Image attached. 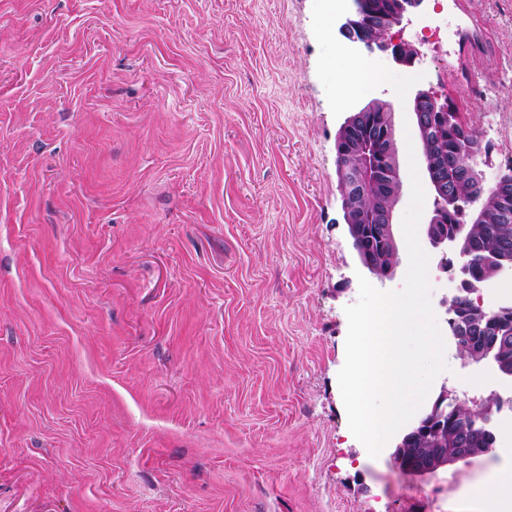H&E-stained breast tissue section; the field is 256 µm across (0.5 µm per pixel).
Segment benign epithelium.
I'll use <instances>...</instances> for the list:
<instances>
[{
    "mask_svg": "<svg viewBox=\"0 0 512 512\" xmlns=\"http://www.w3.org/2000/svg\"><path fill=\"white\" fill-rule=\"evenodd\" d=\"M342 10L336 18V32L347 41V47L372 53L388 52L393 62L402 67L414 65L418 50L410 44H393L385 35L403 18L423 10L427 0H386L376 4L373 0H342ZM410 121L416 131L425 154L426 172L433 193L438 199L460 207L464 218L449 231L446 211L435 209L423 225V237L432 250L450 251L460 258L455 283L450 294L442 300L448 318V341L458 351L468 354L466 363L489 365L503 375L512 378V368L507 370L500 362L501 356L494 347H475L470 342V330L480 327L492 318L512 312V305L494 304L486 307L478 304L468 307L470 295L479 287L487 288L493 278L486 277L477 285L472 275V265L466 250L473 224H483L490 219L506 223L512 219V167L488 185L483 173L474 162L487 155L489 146L483 137L456 120L448 103H441L431 93L418 89L408 108ZM398 135V115L395 105L389 101L374 99L349 110L336 133V176L343 199L344 220L353 249L358 259V272L378 280L393 274L396 263H386L384 258L368 250L360 224L361 202L366 194L391 202L374 212V233L384 238L392 252H398L395 236V207L401 197L402 179L400 155L391 150ZM452 142L469 159L465 171L452 176L447 174V151L436 148L438 143ZM465 183L466 190H457V184ZM494 197V210H489L487 200ZM448 388L440 391L435 401L425 410L415 414L398 433L390 463L406 476L424 478L441 468L467 461L474 457L471 448H459L453 454L439 447L442 435L448 434V409L451 406ZM503 406L499 394L491 393V400L482 409L479 427L485 437L494 436L493 418ZM418 439L433 442V448L421 460L406 452V448Z\"/></svg>",
    "mask_w": 512,
    "mask_h": 512,
    "instance_id": "benign-epithelium-1",
    "label": "benign epithelium"
}]
</instances>
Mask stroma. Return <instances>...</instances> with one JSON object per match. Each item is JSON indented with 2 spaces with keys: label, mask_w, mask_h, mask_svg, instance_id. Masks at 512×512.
<instances>
[{
  "label": "stroma",
  "mask_w": 512,
  "mask_h": 512,
  "mask_svg": "<svg viewBox=\"0 0 512 512\" xmlns=\"http://www.w3.org/2000/svg\"><path fill=\"white\" fill-rule=\"evenodd\" d=\"M388 37L414 67L316 0H0V512H466L512 466V426L424 479L348 427V108L430 91L512 165V0ZM329 71L333 73V78L340 87L361 82L367 73L366 69L357 64H346L340 68L330 65Z\"/></svg>",
  "instance_id": "obj_1"
}]
</instances>
